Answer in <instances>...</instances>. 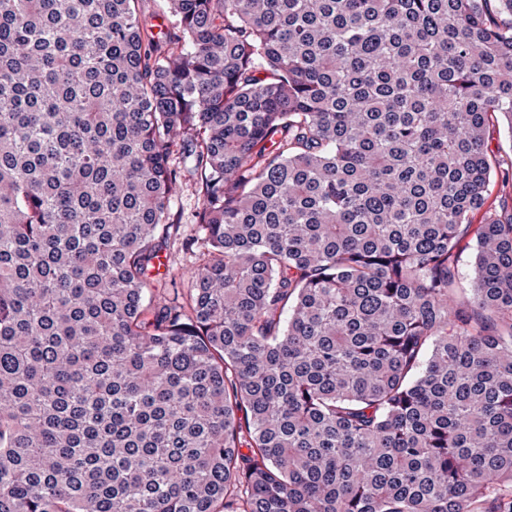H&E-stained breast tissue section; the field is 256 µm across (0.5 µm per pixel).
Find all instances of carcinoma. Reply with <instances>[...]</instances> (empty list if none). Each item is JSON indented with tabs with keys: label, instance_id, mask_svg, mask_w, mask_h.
I'll return each mask as SVG.
<instances>
[{
	"label": "carcinoma",
	"instance_id": "cac0c4a2",
	"mask_svg": "<svg viewBox=\"0 0 512 512\" xmlns=\"http://www.w3.org/2000/svg\"><path fill=\"white\" fill-rule=\"evenodd\" d=\"M167 3L0 0V512H512V0ZM166 4L167 2L164 0H142L140 2L141 10L148 20V24L152 25L155 34L164 31L172 20L170 14L166 12ZM486 149L500 161L486 191L484 207L472 215L469 224H485L489 215L500 212L503 204L512 205V138L502 122L490 121L485 134ZM199 205L196 186L192 180L185 181L181 192L171 199L170 210L182 216V230L185 234H198L199 227L194 224L193 214ZM166 253H168V258L165 259L166 254L163 253L162 262L166 265H170L169 268L171 275H168L166 272V267L162 265L158 271L160 274L157 276V278H162V283L166 281L168 284L167 287H170L169 281L173 276L179 285L180 282L188 279L191 270L194 268L193 260L189 257V255L178 251L176 245L173 248L171 246V249L167 250Z\"/></svg>",
	"mask_w": 512,
	"mask_h": 512
}]
</instances>
